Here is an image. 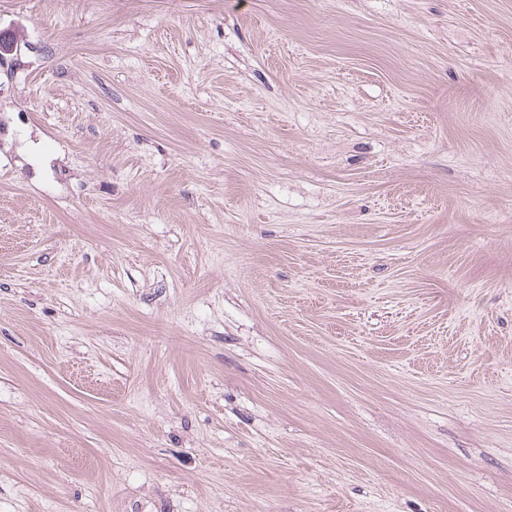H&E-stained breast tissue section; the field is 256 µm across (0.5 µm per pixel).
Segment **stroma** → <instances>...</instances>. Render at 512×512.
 I'll return each mask as SVG.
<instances>
[{"mask_svg": "<svg viewBox=\"0 0 512 512\" xmlns=\"http://www.w3.org/2000/svg\"><path fill=\"white\" fill-rule=\"evenodd\" d=\"M0 33V512H512V0Z\"/></svg>", "mask_w": 512, "mask_h": 512, "instance_id": "35a3bbf8", "label": "stroma"}]
</instances>
